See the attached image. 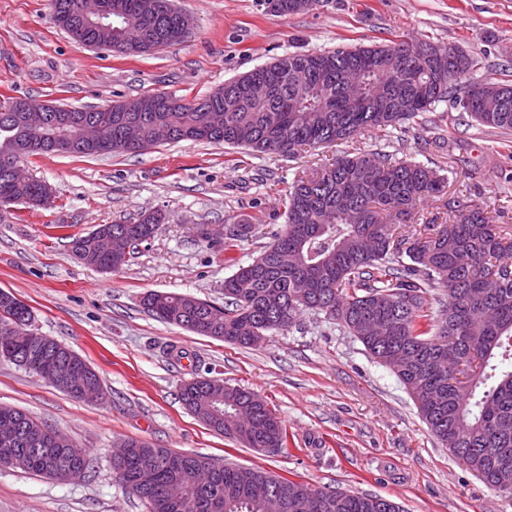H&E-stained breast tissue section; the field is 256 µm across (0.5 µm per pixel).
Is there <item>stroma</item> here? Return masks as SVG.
<instances>
[{"instance_id": "1", "label": "stroma", "mask_w": 512, "mask_h": 512, "mask_svg": "<svg viewBox=\"0 0 512 512\" xmlns=\"http://www.w3.org/2000/svg\"><path fill=\"white\" fill-rule=\"evenodd\" d=\"M173 3L193 20L185 39L148 55H116L74 42L49 0H0V104L21 97L97 108L160 92L192 101L286 54L401 39L461 47L475 60L472 79L512 81V0H320L290 16L262 0ZM355 149L445 175V196L419 207L435 223L448 222L449 201L461 197L494 227L512 226V147L447 102L389 134L292 156L181 141L136 154L29 157L24 172L51 185L55 199L48 208L0 206V289L31 308L38 333L97 372L103 396L74 400L0 361V404L46 421L93 459L84 478L67 483L0 468V512H145L112 477V450L126 437L379 496L404 512H512V498L442 448L394 372L335 321L306 312L288 332L241 347L162 323L142 305L151 290L223 301L225 278L285 224L292 182ZM152 210L166 224L121 270L73 258L72 236ZM236 224L249 232L225 247L222 232ZM201 225L213 226L215 238L199 239ZM174 346L194 360H176ZM207 374L260 395L287 428V452L241 447L189 413L181 384Z\"/></svg>"}]
</instances>
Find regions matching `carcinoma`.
I'll use <instances>...</instances> for the list:
<instances>
[{
	"label": "carcinoma",
	"mask_w": 512,
	"mask_h": 512,
	"mask_svg": "<svg viewBox=\"0 0 512 512\" xmlns=\"http://www.w3.org/2000/svg\"><path fill=\"white\" fill-rule=\"evenodd\" d=\"M157 0H112L113 52L149 54L178 42L179 10ZM474 64L448 55L443 91L430 84L431 64L403 39L389 45L288 54L258 71L233 79L209 96L156 112H112V133L129 120L144 141L164 125L173 141H207L264 154L293 155L304 146L349 141L455 100L470 82ZM356 76L365 94L386 87L389 112H352L344 74ZM238 99L224 111L228 93ZM0 105V157L12 153L26 133ZM461 111L481 126L512 132V100L506 110ZM44 183L0 169V205L36 194ZM447 182L436 170L413 161L393 162L380 152L342 156L310 177H300L287 198V222L264 252L224 279V303L192 294L147 293L143 306L157 320L199 336L253 346L259 337L284 333L306 312L322 314L355 336L381 364L404 356L397 374L428 429L490 488L512 496V228L495 230L489 217L458 198L452 224H415L424 196L440 197ZM165 216H141L133 224H100L126 247L154 237ZM408 257L411 263L403 262ZM60 343L32 328L28 306L0 289V361L36 368L42 352ZM187 409L213 432L242 447L283 452L288 432L258 395L220 378L183 382ZM17 423L14 445L3 462L25 472L56 478L75 461L91 466L88 451L55 448L34 439L46 422L0 405V420ZM133 452L115 480L137 497L146 512H265L247 495L242 468L197 454L157 448L128 437ZM285 501V512H402L395 502L367 494L320 491L319 507L306 508L311 485L250 468Z\"/></svg>",
	"instance_id": "carcinoma-1"
}]
</instances>
